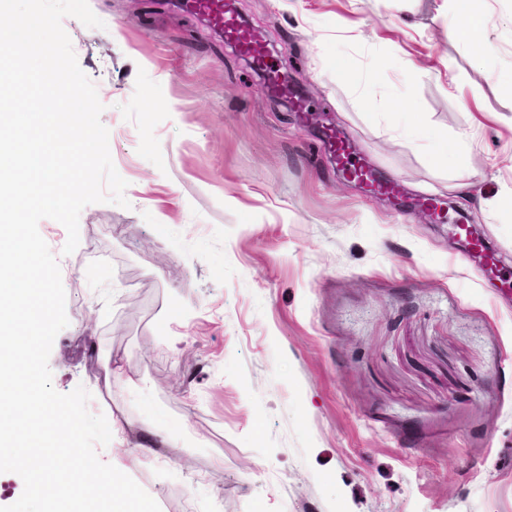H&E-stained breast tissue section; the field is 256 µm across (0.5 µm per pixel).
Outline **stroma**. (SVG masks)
<instances>
[{
  "label": "stroma",
  "mask_w": 512,
  "mask_h": 512,
  "mask_svg": "<svg viewBox=\"0 0 512 512\" xmlns=\"http://www.w3.org/2000/svg\"><path fill=\"white\" fill-rule=\"evenodd\" d=\"M64 18L104 106L128 207L91 204L57 255L69 324L54 388L112 424L102 462L161 512H512V293L461 261L470 217L512 270V0H486L491 52L448 31L452 0H238L311 121L165 0H89ZM378 62L370 73V62ZM449 140L396 136L386 98ZM444 223L340 183L320 126ZM126 381L107 379L109 362Z\"/></svg>",
  "instance_id": "obj_1"
}]
</instances>
